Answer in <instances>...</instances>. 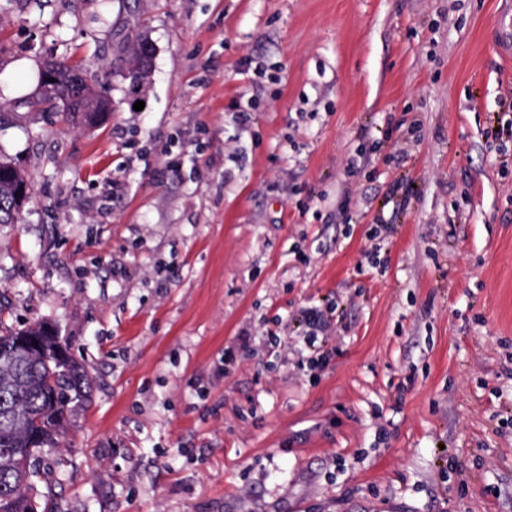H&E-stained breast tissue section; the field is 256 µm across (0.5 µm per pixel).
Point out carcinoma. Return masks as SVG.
Returning a JSON list of instances; mask_svg holds the SVG:
<instances>
[{"mask_svg": "<svg viewBox=\"0 0 512 512\" xmlns=\"http://www.w3.org/2000/svg\"><path fill=\"white\" fill-rule=\"evenodd\" d=\"M136 87L147 83L153 47L128 34L113 46ZM17 166L0 159V224H16L30 196L17 198ZM48 324L0 330V512H54L38 483H49L42 454L58 444L69 417L86 407L91 381L86 366L58 351ZM38 336L37 346L20 342Z\"/></svg>", "mask_w": 512, "mask_h": 512, "instance_id": "1", "label": "carcinoma"}]
</instances>
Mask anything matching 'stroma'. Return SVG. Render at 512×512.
Returning a JSON list of instances; mask_svg holds the SVG:
<instances>
[{
    "label": "stroma",
    "mask_w": 512,
    "mask_h": 512,
    "mask_svg": "<svg viewBox=\"0 0 512 512\" xmlns=\"http://www.w3.org/2000/svg\"><path fill=\"white\" fill-rule=\"evenodd\" d=\"M509 51L512 0H0V326L93 386L61 512H512ZM45 57L105 124L29 112ZM113 51L124 64L136 87L144 86L151 73L153 47L141 35L127 34L113 46ZM77 83L80 85V96L86 102L81 112H90L93 123L106 121L112 112V103L97 93L94 81L89 78L83 77V82L78 80ZM16 172L15 163L0 159V224L18 223L21 211L30 199V190L24 198H17L21 179L16 177ZM304 319L309 329L308 340L313 346L319 336H330L333 332L331 320L325 313L316 309L304 312Z\"/></svg>",
    "instance_id": "obj_1"
}]
</instances>
